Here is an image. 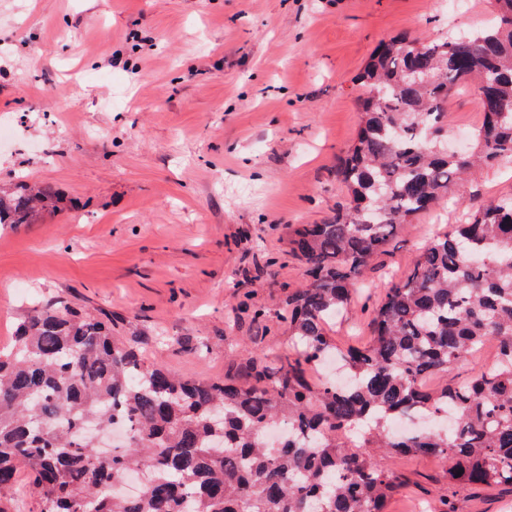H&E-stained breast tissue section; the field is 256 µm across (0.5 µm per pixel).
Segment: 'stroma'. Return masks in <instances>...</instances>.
I'll return each mask as SVG.
<instances>
[{
  "instance_id": "1",
  "label": "stroma",
  "mask_w": 512,
  "mask_h": 512,
  "mask_svg": "<svg viewBox=\"0 0 512 512\" xmlns=\"http://www.w3.org/2000/svg\"><path fill=\"white\" fill-rule=\"evenodd\" d=\"M495 15L494 0L454 14L446 0H0V190L52 197L0 227V348L33 307L63 301L110 314L116 335L184 378L287 353L278 315L304 283L288 234L346 199L336 165L360 126L353 79L390 36L432 41ZM481 121L475 86L449 97L457 148ZM508 196L512 162L477 165L402 225L332 323L337 344L369 336L387 283L435 229ZM388 463L404 482L389 512L512 501L449 486L433 456Z\"/></svg>"
}]
</instances>
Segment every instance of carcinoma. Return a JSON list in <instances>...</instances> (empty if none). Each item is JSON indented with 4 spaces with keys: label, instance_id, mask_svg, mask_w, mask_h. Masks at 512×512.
<instances>
[{
    "label": "carcinoma",
    "instance_id": "cac0c4a2",
    "mask_svg": "<svg viewBox=\"0 0 512 512\" xmlns=\"http://www.w3.org/2000/svg\"><path fill=\"white\" fill-rule=\"evenodd\" d=\"M493 25L420 42L380 44L354 79L361 125L336 169L345 205L289 240L305 284L280 320L292 351L271 365L248 358L255 383L183 379L148 363L112 318L64 302L31 311L0 350V512H14L21 474L40 512H385L398 477L389 455L448 462V484L512 492V197L433 234L379 301L373 336L340 352L330 321L357 293L371 259L399 227L429 210L477 162L512 159V0ZM475 83L483 112L472 150H444L448 96ZM49 197L26 186L0 196V225L26 224ZM498 364L440 389L426 380L462 364L489 338ZM337 356L343 385L313 388L306 370ZM452 427L407 436L391 424L415 414ZM288 425L276 442L267 430ZM126 428L103 457L88 426ZM362 426L357 448L341 437ZM462 474H457V471Z\"/></svg>",
    "mask_w": 512,
    "mask_h": 512
}]
</instances>
